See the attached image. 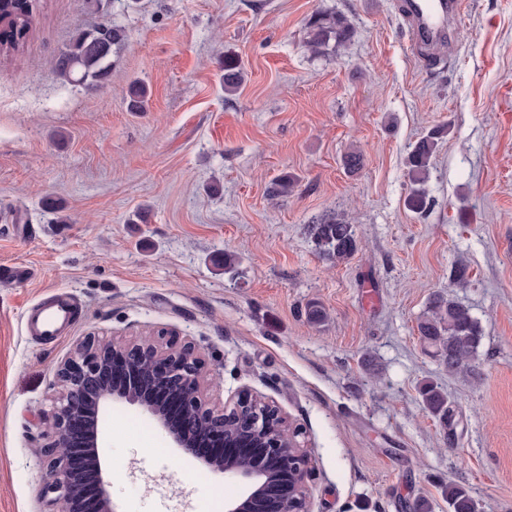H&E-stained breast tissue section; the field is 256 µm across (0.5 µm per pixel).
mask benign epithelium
<instances>
[{"instance_id":"1","label":"benign epithelium","mask_w":512,"mask_h":512,"mask_svg":"<svg viewBox=\"0 0 512 512\" xmlns=\"http://www.w3.org/2000/svg\"><path fill=\"white\" fill-rule=\"evenodd\" d=\"M149 364L139 375L137 365ZM204 363L195 348L184 345L161 354L153 345L118 348L88 337L58 371L61 392L54 406L52 441L45 450L52 512H113L101 463L75 461L74 433L85 431L89 418L109 401L125 400L142 406L181 448L193 450L200 442L227 440L230 433L259 435L262 452L235 464L213 459L208 467L226 476L251 482L249 495L224 506L225 512H311L307 481L309 459L299 448L282 441L285 416L278 407L260 406L262 400L244 393L233 405L213 409L199 396ZM290 471L288 488L279 497L261 501L265 479Z\"/></svg>"}]
</instances>
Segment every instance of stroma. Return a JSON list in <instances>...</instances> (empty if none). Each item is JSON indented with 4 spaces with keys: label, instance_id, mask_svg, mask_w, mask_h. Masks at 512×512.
Segmentation results:
<instances>
[{
    "label": "stroma",
    "instance_id": "stroma-1",
    "mask_svg": "<svg viewBox=\"0 0 512 512\" xmlns=\"http://www.w3.org/2000/svg\"><path fill=\"white\" fill-rule=\"evenodd\" d=\"M399 2L44 0L23 51L0 56V261L37 271L0 280V512H49L40 450L58 367L86 336L160 333L205 361L209 405L249 392L301 428L312 512H414L421 499L448 512L451 483L478 512H512V0H470L429 63L407 48ZM325 9L352 36L315 56L307 22ZM104 19L128 34L110 81L64 83L59 53ZM228 54L244 73L232 95ZM137 80L150 99L134 113ZM438 129L417 213L407 157ZM285 173L296 188L270 199ZM338 215L360 249L336 262L312 227ZM57 292L74 323L55 341L29 335L26 307ZM434 293L478 321L475 375L442 370L421 342ZM312 302L325 322L308 321ZM427 380L448 394L447 426L423 408ZM98 429L116 512H224L246 492L140 406L108 403Z\"/></svg>",
    "mask_w": 512,
    "mask_h": 512
}]
</instances>
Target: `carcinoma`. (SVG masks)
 <instances>
[{
  "instance_id": "1",
  "label": "carcinoma",
  "mask_w": 512,
  "mask_h": 512,
  "mask_svg": "<svg viewBox=\"0 0 512 512\" xmlns=\"http://www.w3.org/2000/svg\"><path fill=\"white\" fill-rule=\"evenodd\" d=\"M40 8V0H0V55L23 48ZM349 37L347 19L336 12L317 13L308 22L307 47L316 56L339 48ZM127 42L125 29L115 25L95 23L80 28L59 54L55 64L57 73L63 81L73 85L104 84L110 80L114 61ZM241 82L238 60L224 57V91H236ZM127 97L130 111L142 112L146 109L149 92L135 84L129 88ZM436 146L437 134H428L415 144L408 156L411 184L408 206L419 213L427 209L421 185ZM313 232L320 252L328 258L346 260L358 251L354 226L345 218L316 224ZM417 328L430 354L443 369L450 373L474 372L482 336L477 320L467 307L442 294H434ZM421 396L430 415L442 423L448 422V395L441 386L429 381L423 385ZM447 499L449 512H477V503L464 486L448 484Z\"/></svg>"
}]
</instances>
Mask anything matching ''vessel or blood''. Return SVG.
<instances>
[{
    "label": "vessel or blood",
    "mask_w": 512,
    "mask_h": 512,
    "mask_svg": "<svg viewBox=\"0 0 512 512\" xmlns=\"http://www.w3.org/2000/svg\"><path fill=\"white\" fill-rule=\"evenodd\" d=\"M466 6V0H400V14L417 58H424L431 45L450 38L449 25L461 18ZM73 316L70 298L57 293L27 309L26 327L32 335L57 339L67 331Z\"/></svg>",
    "instance_id": "vessel-or-blood-1"
}]
</instances>
